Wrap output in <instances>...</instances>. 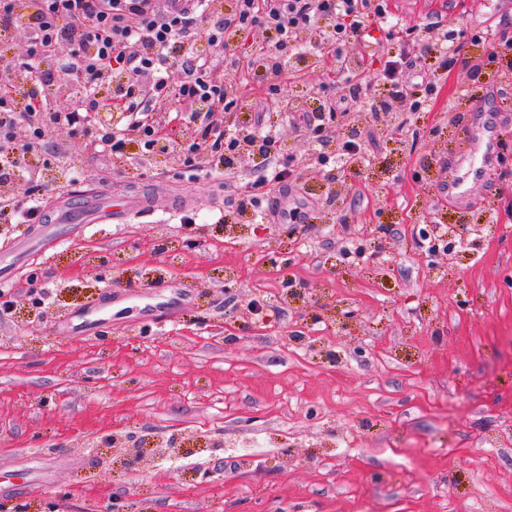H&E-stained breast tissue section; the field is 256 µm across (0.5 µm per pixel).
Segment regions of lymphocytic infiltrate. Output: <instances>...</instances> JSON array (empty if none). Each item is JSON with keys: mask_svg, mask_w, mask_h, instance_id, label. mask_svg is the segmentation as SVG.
<instances>
[{"mask_svg": "<svg viewBox=\"0 0 512 512\" xmlns=\"http://www.w3.org/2000/svg\"><path fill=\"white\" fill-rule=\"evenodd\" d=\"M155 3L156 0H36L27 24L31 56H39L43 47L67 38L72 51L64 72L81 76L86 95L81 105L65 112H33L19 108L15 95L0 94V182L10 181V157L19 147L36 149L60 125L73 134L90 137L103 152L124 153L126 140L119 128L95 127L92 116L101 106L97 93L99 71L114 63L119 64L124 78L113 85L112 98L120 104L124 119L141 128L146 150H153L160 141L149 119L154 101L165 99L185 106L201 103L205 106L200 115L204 135L200 142L190 146L188 167L218 173L232 170L244 143L275 159L271 176L253 181L239 193L238 206L243 211L255 210L259 196L264 195L269 185L286 180L287 168L278 162L280 147L271 131L240 128L228 136L215 124V114L237 109L238 97L232 85L213 75L206 60H197L184 77L171 81L164 50L185 37L196 14L173 10L161 15ZM388 18L386 0H235L232 13L214 26L209 41L214 48L224 50L226 67L234 73L242 59L226 52V32L246 33L256 27L264 28L274 46L266 64L277 71L298 56V39L305 30L319 29L324 41L340 47L360 39L369 26L385 23ZM131 44L137 46L138 52L129 57L125 50ZM383 79L390 87V99L409 96L414 111H426L434 86L430 80H422L421 94L410 96L412 80L405 77L400 57L386 59ZM22 125L28 130V140L21 146L15 133Z\"/></svg>", "mask_w": 512, "mask_h": 512, "instance_id": "obj_1", "label": "lymphocytic infiltrate"}]
</instances>
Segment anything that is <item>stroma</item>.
Listing matches in <instances>:
<instances>
[{"instance_id": "stroma-1", "label": "stroma", "mask_w": 512, "mask_h": 512, "mask_svg": "<svg viewBox=\"0 0 512 512\" xmlns=\"http://www.w3.org/2000/svg\"><path fill=\"white\" fill-rule=\"evenodd\" d=\"M387 0L373 28L331 61L369 65L370 101L387 97V57L409 33L463 31L423 112L336 116L342 82L312 67H257L256 27L232 50L254 60L234 82L229 125L262 121L296 172L258 213L241 187L272 161L241 148L232 174L184 165L201 125L167 112L164 150L125 129L124 155L60 127L0 195L38 190L36 223H0V247L50 224L79 191L143 195L130 223L61 224L64 244L27 261L0 308V470L18 488L0 512H512V0ZM234 0H212L169 51L206 53ZM41 66L42 101L74 100L61 69ZM297 100L267 112L266 94ZM493 125L491 177L473 199L445 188L456 149ZM365 146L335 171L320 152ZM298 219H290L291 211ZM453 227L458 259L431 249ZM179 292L164 321L141 311ZM99 305L89 342L61 322ZM140 444L151 453L128 463Z\"/></svg>"}]
</instances>
